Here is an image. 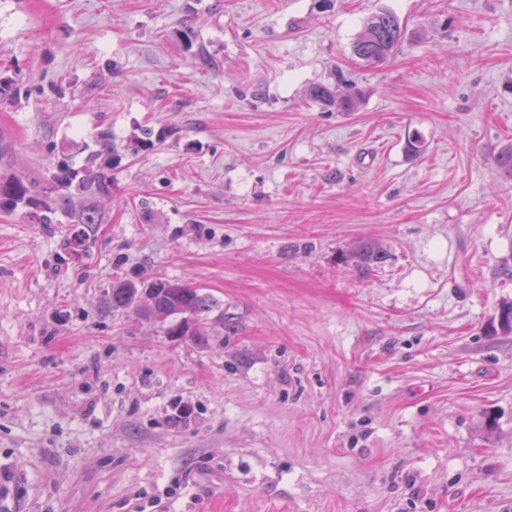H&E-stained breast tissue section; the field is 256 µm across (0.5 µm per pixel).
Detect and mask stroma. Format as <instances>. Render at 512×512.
<instances>
[{
  "label": "stroma",
  "mask_w": 512,
  "mask_h": 512,
  "mask_svg": "<svg viewBox=\"0 0 512 512\" xmlns=\"http://www.w3.org/2000/svg\"><path fill=\"white\" fill-rule=\"evenodd\" d=\"M105 130L85 252L0 211V512H512V0H0L5 173ZM132 271L223 323L113 310ZM404 36L398 16L383 10L371 16L353 43V53L366 64H382L393 54ZM308 98L320 105L334 107L343 112H351L357 108L359 102V93L350 89L345 93H340L336 88L327 85H316L307 92Z\"/></svg>",
  "instance_id": "obj_1"
}]
</instances>
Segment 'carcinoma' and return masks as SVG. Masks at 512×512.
<instances>
[{"label":"carcinoma","instance_id":"obj_1","mask_svg":"<svg viewBox=\"0 0 512 512\" xmlns=\"http://www.w3.org/2000/svg\"><path fill=\"white\" fill-rule=\"evenodd\" d=\"M404 36L398 16L383 10L371 16L362 34L353 43V53L363 62L382 64L393 54ZM308 98L343 112L357 108L359 93L340 92L327 85H316ZM112 192L109 170L77 169L68 164L57 167L51 181L39 185L17 175L0 174V209L12 211L23 204L34 224H53L55 216L68 215L73 228L63 239L61 249L69 255L85 250L91 233L101 223L96 208L98 198ZM357 265L371 267L381 262L382 255L370 244H360L352 252ZM112 309L136 318H149L158 323L167 336H205L212 321L210 313L216 303L200 289L164 277L145 279L128 277L112 283Z\"/></svg>","mask_w":512,"mask_h":512}]
</instances>
